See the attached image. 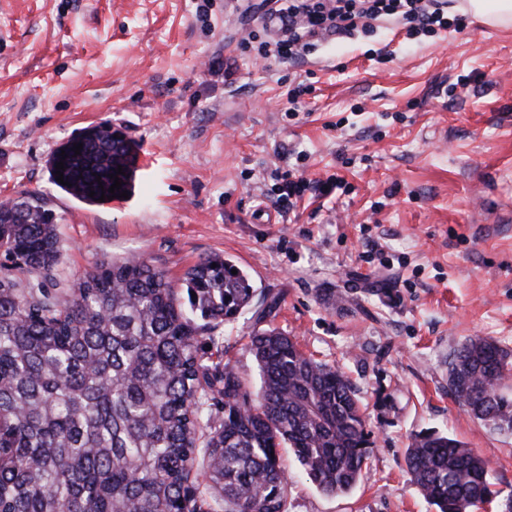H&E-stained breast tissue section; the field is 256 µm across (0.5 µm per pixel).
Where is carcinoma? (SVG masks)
<instances>
[{"label": "carcinoma", "instance_id": "cac0c4a2", "mask_svg": "<svg viewBox=\"0 0 512 512\" xmlns=\"http://www.w3.org/2000/svg\"><path fill=\"white\" fill-rule=\"evenodd\" d=\"M62 150L52 180L74 198L99 203L112 174L123 181L115 193L132 192L138 146L109 124ZM0 255L17 271L0 276V512H285L284 445L325 495L349 494L367 473L369 434L342 369L275 327L250 336L257 390L230 364L203 363V336L255 297L231 261L209 255L186 269L190 315L142 257L100 262L70 286L55 217L26 196L0 202ZM509 370L512 352L482 337L448 360L453 397L505 434ZM405 463L435 512H473L499 494L488 462L448 433L411 435Z\"/></svg>", "mask_w": 512, "mask_h": 512}]
</instances>
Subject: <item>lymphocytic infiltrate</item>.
Returning a JSON list of instances; mask_svg holds the SVG:
<instances>
[{
  "label": "lymphocytic infiltrate",
  "mask_w": 512,
  "mask_h": 512,
  "mask_svg": "<svg viewBox=\"0 0 512 512\" xmlns=\"http://www.w3.org/2000/svg\"><path fill=\"white\" fill-rule=\"evenodd\" d=\"M271 19L280 37L274 57L299 61L315 42L330 36L368 32L373 21H403L411 36H435L459 27L461 16L449 15L447 0H276Z\"/></svg>",
  "instance_id": "lymphocytic-infiltrate-1"
}]
</instances>
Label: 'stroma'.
<instances>
[{
    "label": "stroma",
    "instance_id": "stroma-1",
    "mask_svg": "<svg viewBox=\"0 0 512 512\" xmlns=\"http://www.w3.org/2000/svg\"><path fill=\"white\" fill-rule=\"evenodd\" d=\"M274 0H0V201L27 193L57 217L61 274L141 256L171 280L221 254L248 274L271 324L352 378L371 434L363 481L319 492L290 449L287 512H435L405 465L410 434L449 432L512 494V435L448 389L474 336L512 350V27L466 16L408 38L395 19L317 42L293 66L262 60ZM312 90L296 111L288 87ZM467 85H459L460 76ZM103 123L139 147L129 199L82 203L49 161ZM343 178L296 217L259 194L283 175ZM253 310L206 338L251 385Z\"/></svg>",
    "mask_w": 512,
    "mask_h": 512
}]
</instances>
